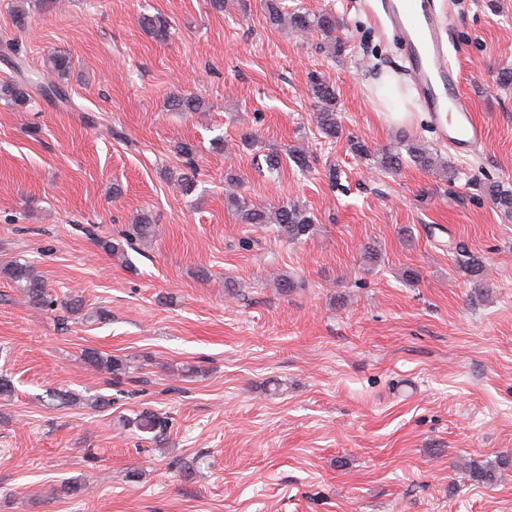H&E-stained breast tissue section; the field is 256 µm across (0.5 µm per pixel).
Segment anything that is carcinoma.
<instances>
[{
  "mask_svg": "<svg viewBox=\"0 0 512 512\" xmlns=\"http://www.w3.org/2000/svg\"><path fill=\"white\" fill-rule=\"evenodd\" d=\"M267 19L273 25H284L295 31H315L324 36L325 45L331 56H340L346 50V41L342 37L345 23L331 9H323L317 13H309L299 9L285 10L281 0H267ZM0 93L18 106H23L33 100V96L53 94L56 100L68 101L65 90L55 83H45L41 78L22 80L17 83L0 87ZM312 94L317 103L315 114L316 126L319 132L328 140L338 138L341 124L336 112V89L329 82L316 78L313 80ZM168 107L174 112H196L202 108V101L195 97L177 95L168 101ZM351 149L358 155H372L377 164L389 172L401 170L403 163H411L421 170L432 171L438 168L448 172L449 180L457 176L455 168L443 161L435 152L418 140L407 134L399 136L397 146L372 152L367 145L359 140L351 143ZM229 190L226 193L228 204L242 224H269L277 226V232L290 241H300L309 236L314 230L313 216L296 203L284 201L278 207L268 212L255 205L250 199L239 192L242 179L236 175L227 178ZM492 204L501 212L512 215V188L491 182L487 187ZM457 265L477 283H482L484 273L483 261L461 247L457 251ZM4 274L18 287L22 288L30 304L34 306H50L53 301L48 299L46 284L36 274L34 268L24 262H14L4 269ZM84 358L91 366L113 376L125 373L126 365L110 356H105L95 349L84 351ZM136 429L150 433L154 439H159L167 428V421L153 410L143 409L130 421ZM473 480L491 485L496 481V470L490 465L466 463Z\"/></svg>",
  "mask_w": 512,
  "mask_h": 512,
  "instance_id": "obj_1",
  "label": "carcinoma"
}]
</instances>
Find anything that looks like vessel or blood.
Instances as JSON below:
<instances>
[{
  "label": "vessel or blood",
  "instance_id": "obj_1",
  "mask_svg": "<svg viewBox=\"0 0 512 512\" xmlns=\"http://www.w3.org/2000/svg\"><path fill=\"white\" fill-rule=\"evenodd\" d=\"M382 15L400 36L405 71L443 141L468 154L486 138L470 99L461 90L460 71L446 39L451 17L442 0H382Z\"/></svg>",
  "mask_w": 512,
  "mask_h": 512
}]
</instances>
